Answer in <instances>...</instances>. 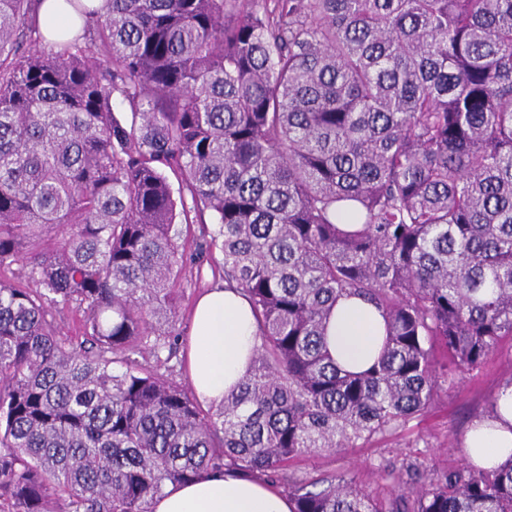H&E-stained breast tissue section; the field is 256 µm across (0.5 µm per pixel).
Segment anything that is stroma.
Masks as SVG:
<instances>
[{"instance_id": "stroma-1", "label": "stroma", "mask_w": 512, "mask_h": 512, "mask_svg": "<svg viewBox=\"0 0 512 512\" xmlns=\"http://www.w3.org/2000/svg\"><path fill=\"white\" fill-rule=\"evenodd\" d=\"M512 378V356L502 355L474 370L449 377L442 391L408 430L348 449L344 454H316L296 462L295 477L310 478L347 470L376 497H384L388 472L407 466L421 473L453 471L466 466L464 435L482 416L490 398Z\"/></svg>"}]
</instances>
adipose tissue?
Here are the masks:
<instances>
[{"label": "adipose tissue", "instance_id": "adipose-tissue-1", "mask_svg": "<svg viewBox=\"0 0 512 512\" xmlns=\"http://www.w3.org/2000/svg\"><path fill=\"white\" fill-rule=\"evenodd\" d=\"M41 29L46 38L77 33L82 25L67 0H42ZM256 323L249 303L234 290L215 288L197 301L189 351L191 383L206 402L221 400L247 373ZM385 338L378 312L356 297L340 299L327 325V348L346 370H366L379 356ZM468 460L492 469L512 457V387L500 390L497 414L477 419L465 435ZM152 512H292L293 506L267 483L210 475L165 487Z\"/></svg>", "mask_w": 512, "mask_h": 512}]
</instances>
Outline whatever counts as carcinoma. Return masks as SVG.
<instances>
[{
    "label": "carcinoma",
    "instance_id": "carcinoma-1",
    "mask_svg": "<svg viewBox=\"0 0 512 512\" xmlns=\"http://www.w3.org/2000/svg\"><path fill=\"white\" fill-rule=\"evenodd\" d=\"M39 2L0 0V512H151L215 472L293 512H512V458L383 500L289 473L512 349V0H67L83 34L44 47ZM194 223L257 325L217 405L156 327ZM345 295L385 320L362 373L326 346Z\"/></svg>",
    "mask_w": 512,
    "mask_h": 512
}]
</instances>
